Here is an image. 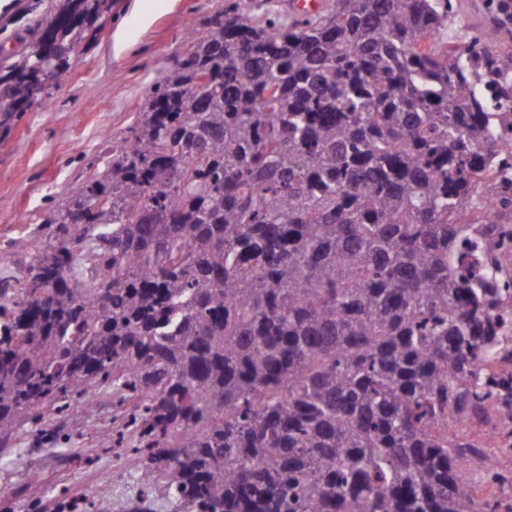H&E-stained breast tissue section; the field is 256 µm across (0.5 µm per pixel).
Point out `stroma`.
<instances>
[{
  "label": "stroma",
  "mask_w": 512,
  "mask_h": 512,
  "mask_svg": "<svg viewBox=\"0 0 512 512\" xmlns=\"http://www.w3.org/2000/svg\"><path fill=\"white\" fill-rule=\"evenodd\" d=\"M232 0H113L112 21L75 60L71 75L50 102L0 128V280L21 261L14 241L37 230L53 208H63L73 190L103 170L105 141L134 125L153 83L188 44L187 27L207 34L209 18ZM449 0L442 37L469 41L492 27L493 0ZM57 0H0V44L18 48L32 18L55 10ZM67 438L36 445L20 434L16 447L0 452V512H13L24 488L38 479L45 490L42 512H58L60 491L77 501L76 512H97L95 492L112 488L116 512L128 496L143 494L140 461L133 452L112 454L101 434L112 427V398L99 395L91 409L72 407L54 418Z\"/></svg>",
  "instance_id": "1"
}]
</instances>
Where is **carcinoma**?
Masks as SVG:
<instances>
[{
    "label": "carcinoma",
    "instance_id": "carcinoma-1",
    "mask_svg": "<svg viewBox=\"0 0 512 512\" xmlns=\"http://www.w3.org/2000/svg\"><path fill=\"white\" fill-rule=\"evenodd\" d=\"M112 0H59L0 126L65 84ZM444 0L235 4L151 88L0 289V452L105 392L179 512H496L457 422L512 385V80L434 44Z\"/></svg>",
    "mask_w": 512,
    "mask_h": 512
}]
</instances>
